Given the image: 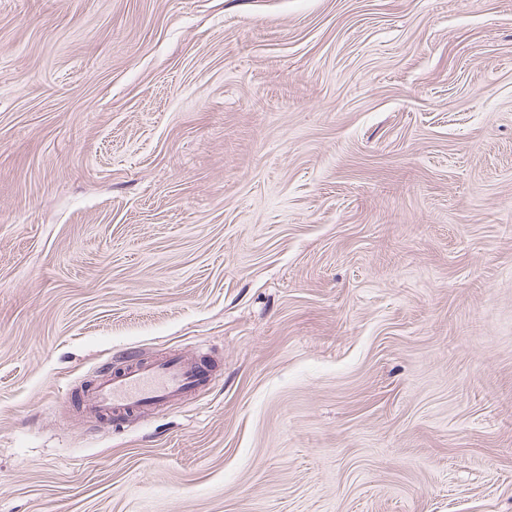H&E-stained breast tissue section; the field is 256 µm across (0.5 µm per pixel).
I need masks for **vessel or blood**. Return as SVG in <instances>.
<instances>
[{
  "instance_id": "obj_1",
  "label": "vessel or blood",
  "mask_w": 512,
  "mask_h": 512,
  "mask_svg": "<svg viewBox=\"0 0 512 512\" xmlns=\"http://www.w3.org/2000/svg\"><path fill=\"white\" fill-rule=\"evenodd\" d=\"M210 365L201 359L168 355L145 362L125 357L120 371L98 375L82 390L78 406L102 422L128 418L153 406H168L206 385Z\"/></svg>"
}]
</instances>
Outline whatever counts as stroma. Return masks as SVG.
<instances>
[{
	"label": "stroma",
	"instance_id": "obj_1",
	"mask_svg": "<svg viewBox=\"0 0 512 512\" xmlns=\"http://www.w3.org/2000/svg\"><path fill=\"white\" fill-rule=\"evenodd\" d=\"M0 512H512V0H0ZM211 376L210 365L202 359L174 354L144 362L126 356L120 371L98 375L81 391L78 406L98 422L129 418L180 401L205 386Z\"/></svg>",
	"mask_w": 512,
	"mask_h": 512
}]
</instances>
